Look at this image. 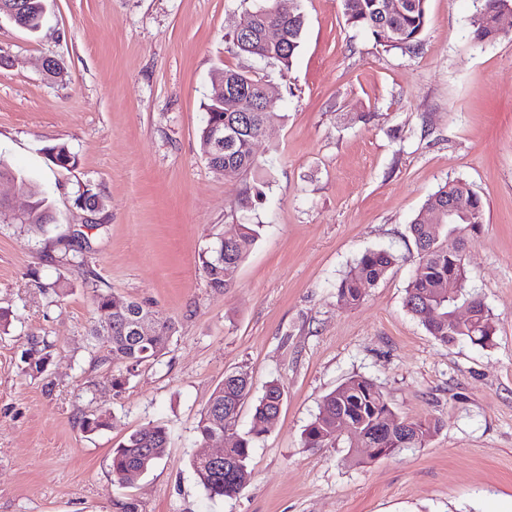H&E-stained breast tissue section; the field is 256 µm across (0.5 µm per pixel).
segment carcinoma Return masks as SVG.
<instances>
[{"label": "carcinoma", "mask_w": 512, "mask_h": 512, "mask_svg": "<svg viewBox=\"0 0 512 512\" xmlns=\"http://www.w3.org/2000/svg\"><path fill=\"white\" fill-rule=\"evenodd\" d=\"M501 3L503 0H483L481 9L471 21L475 42L491 43L499 38L494 13ZM44 7L45 0H0V15L14 8L18 27L36 33L43 25ZM342 8L347 23L367 29L382 40L384 46L411 53L418 49L427 19V0H342ZM245 18L246 29L233 34L232 38L237 52L289 65L300 46L304 17L297 12L290 18L288 11L273 4L248 12ZM269 27L277 28L278 40L266 38ZM243 75L242 70L224 68L215 70L212 77L210 103L200 139L209 165L217 171L227 168L241 173L254 171L257 163L253 143L263 134L271 117L267 109L275 104L274 98L265 93L268 85L262 76L257 75L246 82ZM221 84L226 89L237 84L242 90L221 97L216 94L217 86ZM216 125L224 126V149L220 151L211 146V131ZM48 152L61 167L75 163V156L63 143L48 147ZM0 180L13 183L18 191L31 199L24 223L40 229L52 221L46 192L36 182L2 162ZM264 196L265 183L255 181L238 193L233 211L250 210L261 203ZM451 201L456 203L457 212L450 218L448 203ZM483 224L484 205L480 196L459 181H449L426 200L422 211L409 225L417 259L406 289L405 306L422 322L430 336L445 345L468 340L485 348L494 343L495 326L489 311L482 299L467 287V249ZM262 229L261 224H243L235 220L224 224V235L201 256L210 288L222 291L230 287L244 260L243 244L258 239ZM450 235L457 240V247L452 251L448 250ZM59 263L80 272V286L93 293L96 309L112 307V342L103 344L95 322L90 325L88 335L104 351L97 360L111 355L124 363V370L112 376V388L120 391L140 365L164 353L175 326L170 323L159 325L152 337L122 332L124 321L133 314L148 312L147 306L138 301L122 300L103 290L79 250L71 254L69 248H64ZM394 263L395 257L390 252H365L341 280L339 297L350 305L358 304L365 289L382 280ZM39 287L52 290L60 298L69 292L72 284L60 272L53 282L41 283ZM461 301L470 302L471 317L459 325L448 321V313ZM51 348L47 338L29 337L27 348L21 354L24 372L32 378L45 375L52 359ZM252 389V380L246 372L225 375L198 421L196 433L201 446L214 436L228 432L232 435L224 448L222 463L215 464L198 455L191 460L200 484L212 499L234 497L247 486L251 477L248 459L253 439L268 431L283 403L284 391L280 384L267 383L255 406L256 424L241 435L236 432V420ZM339 417L356 426L359 444L336 436V419ZM108 420L107 413L100 412L83 417L81 425L85 432L95 433L105 428ZM440 428L438 420L417 421L401 417L375 382L363 375H354L325 396L318 415L303 432V443L307 448L356 446L358 460L368 463L385 448L391 453L404 448H421ZM168 440V429L160 424H148L130 434L112 451L110 470L114 481L123 486L148 473L164 456Z\"/></svg>", "instance_id": "1"}]
</instances>
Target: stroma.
I'll return each mask as SVG.
<instances>
[{
	"label": "stroma",
	"instance_id": "obj_1",
	"mask_svg": "<svg viewBox=\"0 0 512 512\" xmlns=\"http://www.w3.org/2000/svg\"><path fill=\"white\" fill-rule=\"evenodd\" d=\"M265 0H47L37 33L0 18V161L48 193L54 223L0 220V512H512V18L494 43L470 36L477 0H428L418 51L346 24L341 0H279L305 18L289 68L238 55L231 36ZM57 60L64 74L42 69ZM269 75L274 115L253 146L266 196L240 212L261 223L231 288H209L200 255L251 176L213 170L200 142L216 69ZM372 115L359 122L360 113ZM67 144L63 168L47 152ZM448 181L482 199L469 286L495 344L444 345L405 307L416 260L408 226ZM100 199L96 212L79 201ZM82 231L103 289L149 306L176 331L163 355L113 390L121 361L94 362L89 290L61 303L58 242ZM368 250L396 262L359 305L340 281ZM48 335L47 379L20 356ZM244 370L248 431L265 385L285 395L255 440L251 480L212 499L190 466L196 426L225 375ZM393 409L442 428L422 448L355 464L347 448H307L302 432L325 395L353 375ZM109 411L89 434L84 416ZM166 426L163 458L114 482L113 448L147 424Z\"/></svg>",
	"mask_w": 512,
	"mask_h": 512
}]
</instances>
